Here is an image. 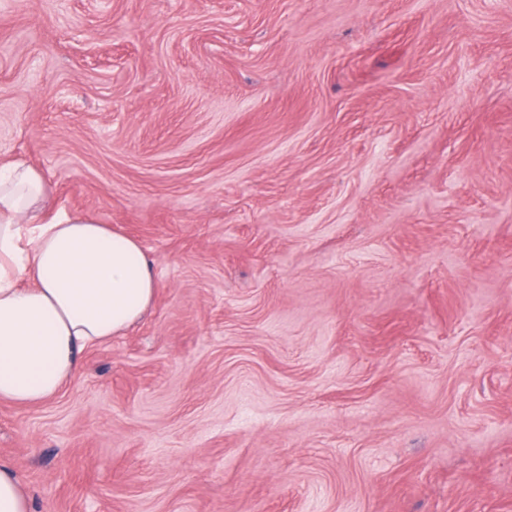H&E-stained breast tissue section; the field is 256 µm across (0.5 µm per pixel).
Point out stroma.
<instances>
[{"label":"stroma","instance_id":"stroma-1","mask_svg":"<svg viewBox=\"0 0 512 512\" xmlns=\"http://www.w3.org/2000/svg\"><path fill=\"white\" fill-rule=\"evenodd\" d=\"M6 162L158 282L33 512H512V0H0Z\"/></svg>","mask_w":512,"mask_h":512}]
</instances>
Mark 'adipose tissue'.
<instances>
[{
    "instance_id": "obj_1",
    "label": "adipose tissue",
    "mask_w": 512,
    "mask_h": 512,
    "mask_svg": "<svg viewBox=\"0 0 512 512\" xmlns=\"http://www.w3.org/2000/svg\"><path fill=\"white\" fill-rule=\"evenodd\" d=\"M42 174L0 173V400L38 404L78 369L79 352L121 335L154 299L152 262L110 225L46 216Z\"/></svg>"
}]
</instances>
